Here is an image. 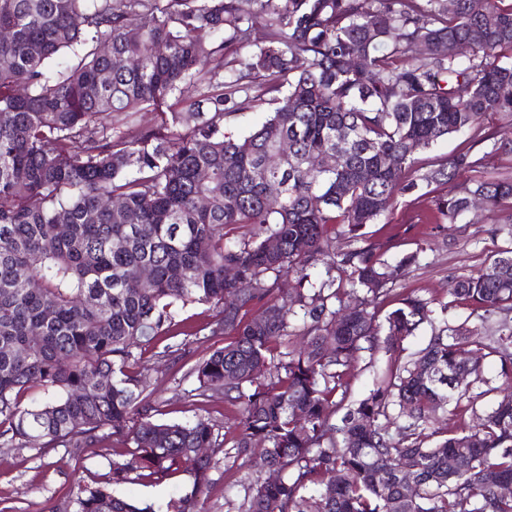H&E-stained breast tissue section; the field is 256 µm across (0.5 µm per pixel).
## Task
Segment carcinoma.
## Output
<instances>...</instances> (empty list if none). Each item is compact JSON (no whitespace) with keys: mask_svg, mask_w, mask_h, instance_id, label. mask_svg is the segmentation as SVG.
I'll use <instances>...</instances> for the list:
<instances>
[{"mask_svg":"<svg viewBox=\"0 0 512 512\" xmlns=\"http://www.w3.org/2000/svg\"><path fill=\"white\" fill-rule=\"evenodd\" d=\"M187 82L189 111L139 125ZM262 104L247 132L224 128ZM490 112L512 118L505 0H0V439L82 448L109 426L133 448L79 489L76 512H197L212 469L197 449L225 440L208 419L155 420L142 355L182 360L167 340L202 328L176 311L207 305L224 347L191 366L190 397L224 396L237 421L224 459L259 443L278 474L238 512H512L498 494L512 484V247L450 282L443 308L482 329L434 327L403 363L430 302L406 295L382 317L378 305L419 253L392 268L366 232L400 196L431 197L448 224L476 197L512 198V178L481 176L485 156L470 149L421 158L481 133ZM326 153L336 168H312ZM462 172L455 193H435ZM380 349L384 371L347 402L359 360ZM487 358L502 396L479 414L495 391H477ZM34 389L45 397L23 404ZM439 409L477 422L436 426ZM134 472L190 482L156 505L116 493Z\"/></svg>","mask_w":512,"mask_h":512,"instance_id":"cac0c4a2","label":"carcinoma"}]
</instances>
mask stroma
<instances>
[{
    "mask_svg": "<svg viewBox=\"0 0 512 512\" xmlns=\"http://www.w3.org/2000/svg\"><path fill=\"white\" fill-rule=\"evenodd\" d=\"M511 128L501 115L492 113L484 121L483 132L485 137L499 136ZM485 137L472 140L454 136L433 149L432 154L446 156L470 148L484 154L487 175H512V154L491 153ZM427 212V198L403 197L386 221L367 228L370 241L387 244L384 258L388 262H396L407 252L421 253L419 266L399 277V293L441 302L452 278L479 274L490 256L512 245V235L507 232L512 225V199L502 200L478 215L463 216L454 224L424 222ZM186 343L187 359L158 366L153 374L160 421L202 418L232 427L234 420L225 412L223 400L213 398L193 405L187 398L188 392L197 386L188 374L189 368L222 347L223 337L201 334L187 337ZM127 449L126 439L113 436L107 427L99 430L94 445L76 451L59 447L42 454L33 448H17L0 441V512H74L72 501L78 488L102 481L112 459ZM260 455L261 450L256 447L242 456L231 471L212 469V485L199 500L200 512H227L229 503H240L246 491L264 476L257 466ZM187 482V475L182 473L160 483L135 476L119 493L138 500L165 502Z\"/></svg>",
    "mask_w": 512,
    "mask_h": 512,
    "instance_id": "35a3bbf8",
    "label": "stroma"
}]
</instances>
